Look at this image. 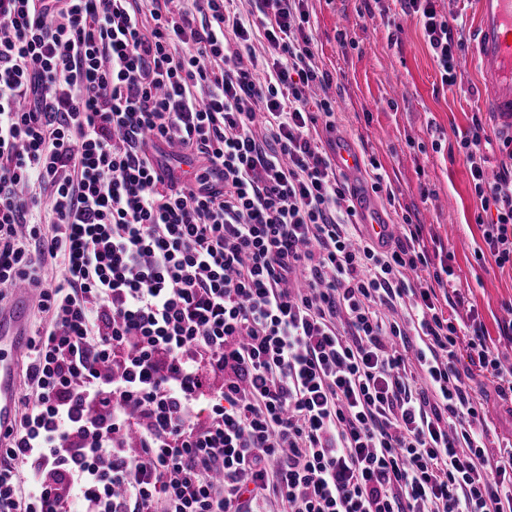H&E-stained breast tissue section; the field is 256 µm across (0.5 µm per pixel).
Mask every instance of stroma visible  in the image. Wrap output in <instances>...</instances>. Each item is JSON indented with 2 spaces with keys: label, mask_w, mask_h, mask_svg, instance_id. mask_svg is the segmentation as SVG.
Listing matches in <instances>:
<instances>
[{
  "label": "stroma",
  "mask_w": 512,
  "mask_h": 512,
  "mask_svg": "<svg viewBox=\"0 0 512 512\" xmlns=\"http://www.w3.org/2000/svg\"><path fill=\"white\" fill-rule=\"evenodd\" d=\"M305 8L325 75L312 99L336 102L333 128L317 129L323 148L333 152L343 135L359 150L365 177L381 172L383 189L373 198L389 223L410 214L462 289L458 323L477 314L512 359V342L500 334L512 319V268L475 258L484 241L459 148L484 95L470 56H460L458 82L446 87L419 22L398 0H307Z\"/></svg>",
  "instance_id": "1"
}]
</instances>
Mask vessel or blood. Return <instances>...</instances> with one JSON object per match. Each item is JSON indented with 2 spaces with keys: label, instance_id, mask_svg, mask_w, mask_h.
<instances>
[{
  "label": "vessel or blood",
  "instance_id": "vessel-or-blood-1",
  "mask_svg": "<svg viewBox=\"0 0 512 512\" xmlns=\"http://www.w3.org/2000/svg\"><path fill=\"white\" fill-rule=\"evenodd\" d=\"M471 56L484 91L483 109L500 131L512 132V0H477L476 33ZM337 169L344 174L359 224L380 247L391 241V230L367 187L356 179L361 156L347 141L337 140ZM29 291L15 289L13 302L0 306V429L18 418V363L27 345Z\"/></svg>",
  "mask_w": 512,
  "mask_h": 512
}]
</instances>
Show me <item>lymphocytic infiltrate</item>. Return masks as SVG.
Listing matches in <instances>:
<instances>
[{
    "label": "lymphocytic infiltrate",
    "instance_id": "f902f5d3",
    "mask_svg": "<svg viewBox=\"0 0 512 512\" xmlns=\"http://www.w3.org/2000/svg\"><path fill=\"white\" fill-rule=\"evenodd\" d=\"M172 1L0 0V288L38 285L44 316L0 512H512V448L484 429L512 364L445 316L411 217L384 249L355 235L314 137L335 112L308 109L305 0ZM437 2L399 0L451 87L466 43ZM498 140L493 177L480 117L460 147L476 258L502 268ZM166 144L202 175L175 177Z\"/></svg>",
    "mask_w": 512,
    "mask_h": 512
}]
</instances>
